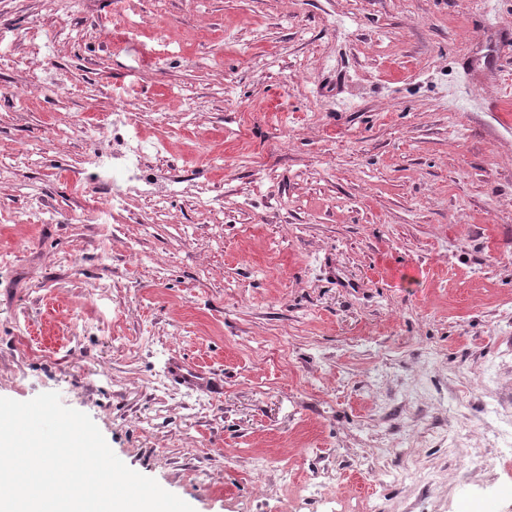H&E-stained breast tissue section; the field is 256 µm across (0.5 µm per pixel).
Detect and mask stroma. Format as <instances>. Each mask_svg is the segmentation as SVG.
Segmentation results:
<instances>
[{
    "label": "stroma",
    "mask_w": 512,
    "mask_h": 512,
    "mask_svg": "<svg viewBox=\"0 0 512 512\" xmlns=\"http://www.w3.org/2000/svg\"><path fill=\"white\" fill-rule=\"evenodd\" d=\"M509 40L512 0H0V397L59 393L194 512H290L284 468L512 512L472 432L512 411ZM123 99L211 200L113 210L81 128ZM168 373L175 382L186 388L206 390L215 396L223 393L224 385L221 379L211 377L205 371L179 358H174L170 362Z\"/></svg>",
    "instance_id": "stroma-1"
}]
</instances>
